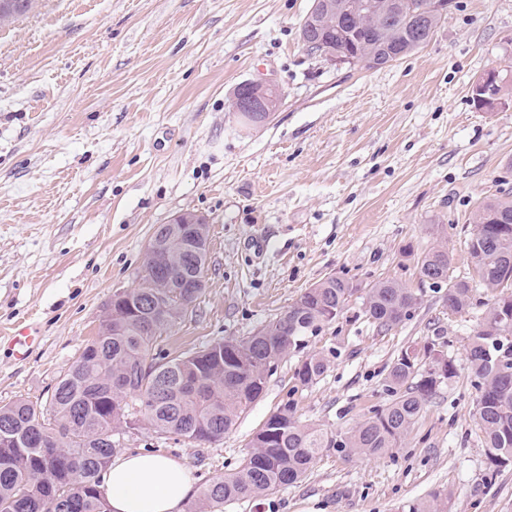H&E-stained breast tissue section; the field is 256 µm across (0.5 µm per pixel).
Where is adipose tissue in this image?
<instances>
[{
  "instance_id": "adipose-tissue-1",
  "label": "adipose tissue",
  "mask_w": 512,
  "mask_h": 512,
  "mask_svg": "<svg viewBox=\"0 0 512 512\" xmlns=\"http://www.w3.org/2000/svg\"><path fill=\"white\" fill-rule=\"evenodd\" d=\"M103 488L109 512H181L191 481L177 459L124 454L110 459Z\"/></svg>"
}]
</instances>
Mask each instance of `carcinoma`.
<instances>
[{"mask_svg":"<svg viewBox=\"0 0 512 512\" xmlns=\"http://www.w3.org/2000/svg\"><path fill=\"white\" fill-rule=\"evenodd\" d=\"M432 17L418 32L414 15L395 0H326L300 26V39L320 38L322 48L348 64L397 62L423 47L442 22L432 16L433 0H411ZM38 0H0V27L32 12ZM468 243L474 275H448L452 258L442 244L417 261L422 288L387 279L365 287V316L378 331L410 317L426 288L448 286V312L469 313L474 293L492 295L466 349L476 392L475 427L488 471L512 463V198L480 201ZM147 275L119 295L149 305L163 294L176 312L157 328L128 317L122 336L87 341L63 373L44 407L25 400L0 405V512H107L101 474L121 424H130L128 400L161 438L170 434L198 444L223 438L239 416L262 395L268 377L288 354L304 347L307 335L335 320L358 291L356 285L326 277L290 308L249 336L225 339L172 358L156 352L163 334L186 313L200 288H152ZM328 358L300 361L294 379L309 387L326 372ZM456 376L454 361L427 345L400 350L387 375L391 399L368 411L348 430L330 433L295 417L292 404L273 413L253 436L238 471L212 480L188 512H223L224 503L268 497L305 478L324 454L345 460L379 457L396 447L422 417L429 399ZM408 512H446L445 497L433 492Z\"/></svg>","mask_w":512,"mask_h":512,"instance_id":"carcinoma-1","label":"carcinoma"}]
</instances>
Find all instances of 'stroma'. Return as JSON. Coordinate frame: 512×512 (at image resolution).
Listing matches in <instances>:
<instances>
[{"mask_svg":"<svg viewBox=\"0 0 512 512\" xmlns=\"http://www.w3.org/2000/svg\"><path fill=\"white\" fill-rule=\"evenodd\" d=\"M454 3L424 47L381 69L308 54L313 0H40L0 29V405L46 403L113 293L137 285L155 226L182 211L209 218V257L202 295L161 344L172 356L251 335L331 275L418 287L441 224L451 275L469 271L477 203L512 194V0ZM491 69L502 91L482 109L472 88ZM257 79L283 100L248 128L231 100ZM480 315H449L430 291L381 333L354 295L308 340L331 360L313 386L296 387L289 355L219 442L161 439L139 419L119 451L182 460L200 492L283 403L349 429L388 401L401 348L432 343L457 376L396 448L324 454L302 481L224 512H403L438 491L448 512H512V468L484 482L475 433L466 348ZM29 318L43 339L21 360L2 336Z\"/></svg>","mask_w":512,"mask_h":512,"instance_id":"1","label":"stroma"}]
</instances>
